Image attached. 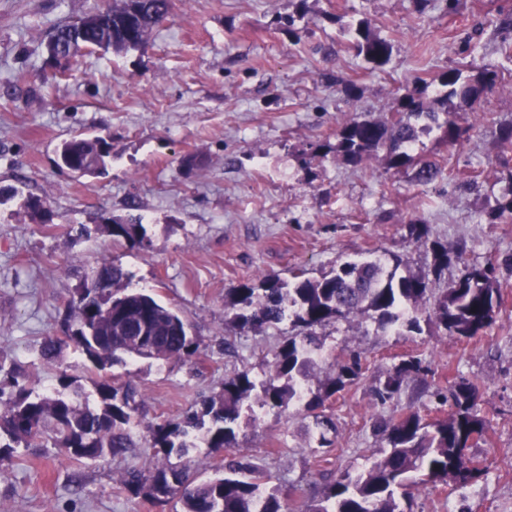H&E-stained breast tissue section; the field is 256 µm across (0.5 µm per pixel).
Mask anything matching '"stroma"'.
Listing matches in <instances>:
<instances>
[{"mask_svg": "<svg viewBox=\"0 0 512 512\" xmlns=\"http://www.w3.org/2000/svg\"><path fill=\"white\" fill-rule=\"evenodd\" d=\"M101 0H0V364L19 367L37 391L94 395L96 373L73 347L58 366L40 356L46 337L62 333L67 304L90 268L121 265L134 288L172 306L199 342L187 361L129 358L112 366L117 383L144 396L132 424L135 446L119 457L77 463L52 443L15 449L0 461V512H181L178 499L157 501L120 484L131 469L162 466L146 437L152 423L179 419L224 379L246 370L265 379L274 353L293 335L291 323L240 332L225 316L224 291L264 273L317 278L368 255L398 253L408 268L445 289L458 275H433L430 248L406 240L419 221L430 239L464 247L472 264H494L500 303L483 335L456 338L432 325L422 333L383 331L369 318L318 327L331 362L357 353L356 383L324 403L334 432L320 437L312 416L288 409L243 412L238 454L278 488L286 512L320 497L337 470L359 473L381 458L385 442L372 427L384 409L373 396L379 379L400 361L420 359L392 403L396 413L426 421L446 418L438 394L474 383L477 411L488 423L472 453L484 475L457 486L428 482L411 490V512H512V218L489 212L511 186L501 178L512 149L496 139L512 123V76L476 104V127L459 146L420 136L417 153L441 173L423 186L413 170L389 168L377 155L350 166L312 146L331 140L337 123L387 118L396 98L419 77L461 60L504 67L498 31L500 0H466L449 14L446 0L418 13L414 0H177L143 51L81 53L55 74L46 44L53 28L78 20ZM303 12L301 37L278 17ZM361 18L392 45L389 64L370 71L345 29ZM112 146L106 176L79 177L57 165L56 149L78 134ZM47 198L34 216L28 195ZM142 215L144 245L113 242L104 218ZM91 237H77L79 225ZM71 376L58 382L59 370Z\"/></svg>", "mask_w": 512, "mask_h": 512, "instance_id": "1", "label": "stroma"}]
</instances>
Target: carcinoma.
<instances>
[{
  "label": "carcinoma",
  "mask_w": 512,
  "mask_h": 512,
  "mask_svg": "<svg viewBox=\"0 0 512 512\" xmlns=\"http://www.w3.org/2000/svg\"><path fill=\"white\" fill-rule=\"evenodd\" d=\"M174 0H106L85 14L76 24L55 27L49 36L48 55L65 61L79 51L103 50L115 54L146 47L154 27L171 16ZM499 29L506 34L503 50L512 59V0L500 6ZM358 56L372 71L390 61L392 46L373 33L370 22L360 20L347 27ZM502 79L493 68L474 67L462 62L437 75L439 89L427 98L429 84L421 80L414 89L396 99L391 117H364L342 121L336 126V143L317 148L349 165H358L380 152L389 167L415 170L418 183L428 185L438 174V165L412 154L420 135L434 130L454 147L460 143L463 127L457 113L448 111L454 101L474 108L481 97ZM418 124H413L410 119ZM110 146L101 136H74L63 141L57 158L69 171L80 176H100L106 171ZM104 228L112 240L144 244L146 230L142 217L111 218ZM431 249L435 269L450 263L460 265L452 286L431 293L426 276L398 273L399 255L386 260L366 258L345 262L320 278L296 272L284 280L263 274L258 284L242 283L225 291V309L231 325L241 331L261 332L288 321L301 333L288 337L274 354L271 374L256 382L246 370L224 379L221 390L204 396L200 408L189 409L176 422L147 426L151 448L165 459L184 456L202 444L224 454V467L199 481L188 465L159 467L148 473L128 471L124 487L156 500L176 496L183 512H283L277 490L266 488L267 479L247 458L233 454L234 426L243 410L301 407L314 413L320 435L335 429L332 418L317 409L324 401L354 383L361 365L356 354L332 365V372L311 392L309 381L320 357L321 346L313 329L357 316L372 318L382 330L404 328L421 331V321L449 336L472 337L495 320L498 288L491 266L470 265L464 248L448 249L434 241ZM64 336H49L42 345V357L54 363L62 347L71 346L85 356L97 371L123 362V356L157 361L188 360L198 350L187 322L173 308L145 289L129 287L122 267L104 260L85 275L68 303ZM424 371L421 361L400 363L374 389L382 405L401 393L403 384ZM20 370L12 369L0 378V434L9 443L0 444V460L10 454L11 444L29 447L46 435L74 460H97L123 455L134 447L130 422L138 410L140 393L130 383L118 387L112 379L97 382L102 405L89 398L74 403L63 393H38L19 383ZM453 411L448 418L428 424L416 412L389 414L376 419L374 429L386 443L383 456L367 470L352 474L338 471L323 496L311 501L305 512H405L400 500L409 489L427 482L453 481L459 486L472 482L481 467L467 453L470 441L487 433V423L476 411L477 391L473 384L457 383L450 392Z\"/></svg>",
  "instance_id": "obj_1"
}]
</instances>
